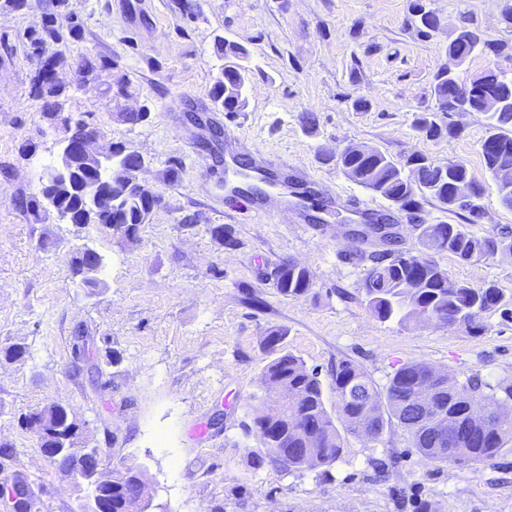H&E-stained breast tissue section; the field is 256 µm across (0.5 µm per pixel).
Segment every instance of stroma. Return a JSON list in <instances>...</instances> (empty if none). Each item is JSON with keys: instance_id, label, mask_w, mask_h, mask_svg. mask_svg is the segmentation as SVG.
I'll return each instance as SVG.
<instances>
[{"instance_id": "35a3bbf8", "label": "stroma", "mask_w": 512, "mask_h": 512, "mask_svg": "<svg viewBox=\"0 0 512 512\" xmlns=\"http://www.w3.org/2000/svg\"><path fill=\"white\" fill-rule=\"evenodd\" d=\"M439 20L418 35L413 0H198L193 18L177 0H71L83 40L67 55L100 53L115 62L88 91L65 104L72 122L99 129L105 142L140 151L139 174L159 197L148 224L128 241L99 224L76 226L56 212L41 221L19 206L38 195L64 146V131L30 96L40 60L22 42L41 24L49 0L0 10V485L29 477L35 512H80L81 498L47 459L21 414L49 404L81 424L82 446L98 449L101 466L140 468L149 512H512V448L485 464L460 468L422 457L396 424L370 440L347 435L331 466L286 472L271 464L249 427L260 410V377L270 356L263 338L287 329L285 348L318 370L328 408L332 372L359 365L385 387L402 364L423 362L457 380L476 374L490 387L512 382V321L485 315L473 336L435 323L418 328L381 322L360 287L382 243L357 245L352 198L398 219L399 249L417 244L421 224H461L465 214L424 197L401 211L352 181L337 159L349 145L379 148L402 162L414 153L463 163L484 187L475 236L512 229L486 171L480 145L485 116L459 112L457 137L429 139L413 127L432 109L433 78L448 61L461 19L499 44L498 54L472 57L473 78L489 70L512 75V22L506 0H425ZM246 45L254 72L243 112H209L208 90L224 66L217 38ZM133 86L126 108L149 107L129 126L102 92L120 75ZM369 102L354 109L355 99ZM316 114L314 133L299 123ZM232 133L251 149L304 167L312 180L318 224L271 221L224 201V148ZM334 157L323 161L318 149ZM177 167L179 179L164 173ZM237 239L228 249L210 227ZM103 259L99 287L70 271L84 247ZM305 266L310 293L281 296L269 274L285 260ZM434 261L468 285L495 283L512 294V255L463 262L445 252ZM19 346L20 358L6 357Z\"/></svg>"}]
</instances>
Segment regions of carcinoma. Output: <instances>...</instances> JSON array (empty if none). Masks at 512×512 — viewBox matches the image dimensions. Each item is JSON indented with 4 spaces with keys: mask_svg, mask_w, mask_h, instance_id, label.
I'll use <instances>...</instances> for the list:
<instances>
[{
    "mask_svg": "<svg viewBox=\"0 0 512 512\" xmlns=\"http://www.w3.org/2000/svg\"><path fill=\"white\" fill-rule=\"evenodd\" d=\"M413 13L418 34L429 38L439 26V18L422 0H415ZM31 54L41 58L42 68L35 75L31 94L43 103L44 117L53 121L65 110L72 90L81 91L93 84L97 71L112 68V60L86 53L74 64L80 83L70 87L59 79V71L70 68L66 56L68 42L82 39V23L70 0H51V10L41 26L25 34ZM464 47L465 58L495 54L497 45L477 38L469 26L452 32L448 53ZM216 49L224 55V69L214 79L209 98L214 108L228 114L244 111V89L251 80V70L244 65L247 47L237 41L220 38ZM129 79L123 77L107 87L102 95L114 101L129 96ZM434 108L415 119V128L425 137H456L460 129L444 118L461 106L482 111L487 97L503 101L499 112L485 113L487 135L481 154L501 203L512 209V76L490 70L472 80L448 77L440 68L431 86ZM122 143L112 145V166L102 170L81 161L66 172L50 173L42 184L41 197L24 198L21 206L34 220L51 209L76 224H114L126 227L127 237L134 239L141 225L148 223L158 196L149 188L123 175V170L138 163V157L126 152ZM339 163L353 181L381 195L400 210L418 206L417 196L428 195L448 209L468 213L466 224H476L481 217L474 203L483 191L470 176L465 165L439 162L425 154L414 153L402 164L376 147H366L357 154L340 157ZM466 181L472 186L470 198L459 201L455 184ZM96 186L105 198V210L98 211L83 201L80 189ZM512 252V232L500 230L478 238L465 224H421L417 246L394 250L371 257L372 265L363 279L362 292L371 315L381 322L395 320L415 327L435 322L480 336L485 330L483 315L499 311L512 317V295L506 296L494 283L472 288L442 269L430 256L447 252L464 262L478 261L495 255L498 249ZM102 258L85 247L74 256L73 275H84L88 287L98 284L90 271H98ZM278 293L286 298L306 296L312 288L308 269L295 261L283 262L270 273ZM287 330H269L263 339L266 352L272 355L264 367L260 382L278 390L282 401L277 407L254 420L272 440V446L284 450L287 460L274 462L285 470L328 466L342 455L344 434L379 439L385 426L395 420L408 433L414 448L425 458L448 462L447 450L457 451V463H484L494 460L512 444V416L501 415V408L512 403V383H503L489 392L476 375L450 385L434 378L427 364L410 362L398 368L385 390L380 391L358 365L343 362L333 375L336 411L343 429H338L328 410L318 372L309 369L282 342ZM20 495H11V512H34L37 493L24 474L12 480ZM140 489L139 477L123 473L112 482V512H123L130 493Z\"/></svg>",
    "mask_w": 512,
    "mask_h": 512,
    "instance_id": "carcinoma-1",
    "label": "carcinoma"
}]
</instances>
